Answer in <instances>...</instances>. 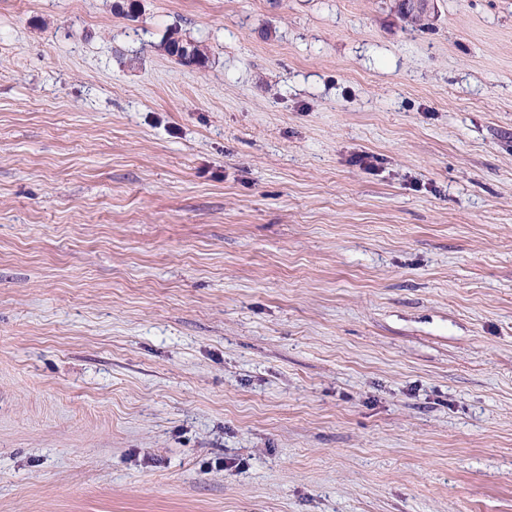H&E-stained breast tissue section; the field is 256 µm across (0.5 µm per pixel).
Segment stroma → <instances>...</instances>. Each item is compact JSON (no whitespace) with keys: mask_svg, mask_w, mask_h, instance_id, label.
<instances>
[{"mask_svg":"<svg viewBox=\"0 0 512 512\" xmlns=\"http://www.w3.org/2000/svg\"><path fill=\"white\" fill-rule=\"evenodd\" d=\"M399 4L0 0V512H512V0Z\"/></svg>","mask_w":512,"mask_h":512,"instance_id":"obj_1","label":"stroma"}]
</instances>
